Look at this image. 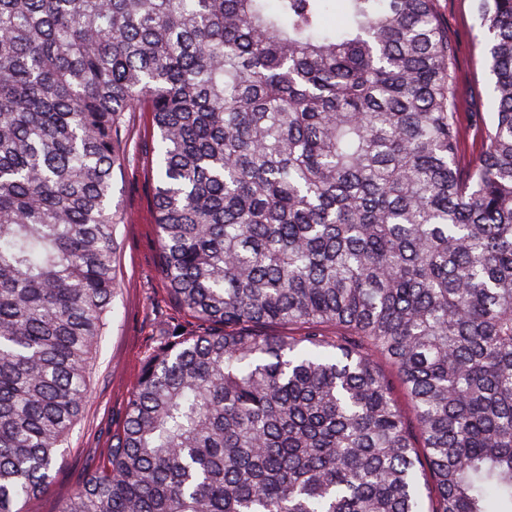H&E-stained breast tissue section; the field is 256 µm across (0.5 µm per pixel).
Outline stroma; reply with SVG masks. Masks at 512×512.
Listing matches in <instances>:
<instances>
[{"instance_id":"1","label":"stroma","mask_w":512,"mask_h":512,"mask_svg":"<svg viewBox=\"0 0 512 512\" xmlns=\"http://www.w3.org/2000/svg\"><path fill=\"white\" fill-rule=\"evenodd\" d=\"M436 8L456 48V104L470 152L479 146L478 118L489 112L492 99L474 0H436ZM155 143L148 115L126 113L117 144L121 165L112 184V209L117 213L112 311L95 353L84 410L50 485L27 502L26 512H61L74 489L106 458L145 360L178 331L191 335L203 326L174 299L159 269L150 169Z\"/></svg>"}]
</instances>
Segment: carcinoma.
<instances>
[{
	"instance_id": "1",
	"label": "carcinoma",
	"mask_w": 512,
	"mask_h": 512,
	"mask_svg": "<svg viewBox=\"0 0 512 512\" xmlns=\"http://www.w3.org/2000/svg\"><path fill=\"white\" fill-rule=\"evenodd\" d=\"M330 2L0 0V512L84 407L126 112L160 270L220 330L147 360L62 512H512V0H475L465 163L435 0Z\"/></svg>"
}]
</instances>
